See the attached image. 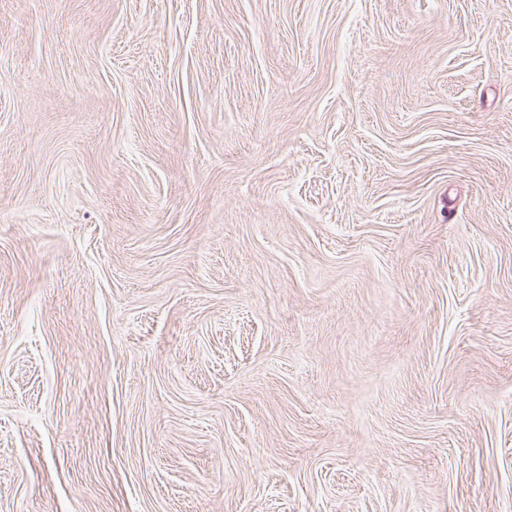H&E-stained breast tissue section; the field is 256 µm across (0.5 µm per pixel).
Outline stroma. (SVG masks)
Listing matches in <instances>:
<instances>
[{
    "label": "stroma",
    "instance_id": "35a3bbf8",
    "mask_svg": "<svg viewBox=\"0 0 512 512\" xmlns=\"http://www.w3.org/2000/svg\"><path fill=\"white\" fill-rule=\"evenodd\" d=\"M0 512H512V0H0Z\"/></svg>",
    "mask_w": 512,
    "mask_h": 512
}]
</instances>
